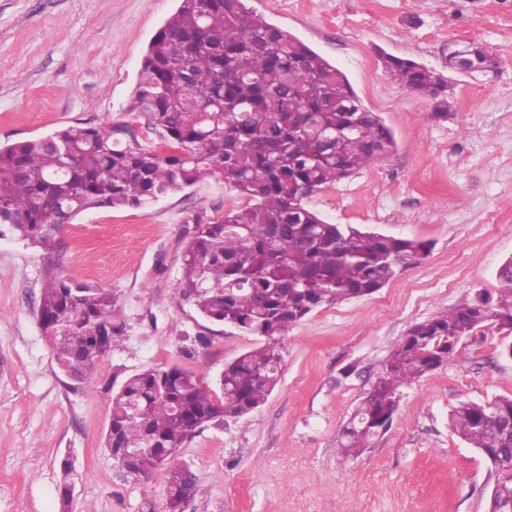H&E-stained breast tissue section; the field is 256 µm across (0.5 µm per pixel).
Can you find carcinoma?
<instances>
[{
	"mask_svg": "<svg viewBox=\"0 0 512 512\" xmlns=\"http://www.w3.org/2000/svg\"><path fill=\"white\" fill-rule=\"evenodd\" d=\"M461 49L473 73L494 64L481 43ZM383 63L402 88L434 102V121L454 116L444 73L394 55ZM127 112L144 120L151 137L109 120L0 148V224L52 250L61 229L84 212L141 208L204 177L224 179L251 201L196 223L181 253L178 292L210 321L265 342L224 365L218 392L173 365L135 373L113 395L104 447L118 463L123 449L152 444L126 467L144 478L164 472L168 512H181L196 493L194 473L179 460L189 430L263 405L282 370L275 340L325 304L379 291L398 263L431 247L331 224L306 206L314 190L386 158L394 135L340 69L244 0H179L147 46ZM39 316L58 366L82 385L93 382L96 363L124 328L112 293L53 268L44 274ZM497 320L512 324V299L480 297L411 325L342 432L344 458L387 430L403 387ZM448 423L471 447L512 460V396L461 401ZM493 485L490 512H502L512 476L496 470Z\"/></svg>",
	"mask_w": 512,
	"mask_h": 512,
	"instance_id": "1",
	"label": "carcinoma"
}]
</instances>
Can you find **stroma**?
Returning a JSON list of instances; mask_svg holds the SVG:
<instances>
[{
    "label": "stroma",
    "instance_id": "1",
    "mask_svg": "<svg viewBox=\"0 0 512 512\" xmlns=\"http://www.w3.org/2000/svg\"><path fill=\"white\" fill-rule=\"evenodd\" d=\"M337 66L391 129L381 162L318 189L327 222L432 243L378 292L316 309L280 341L281 379L245 417L205 427L179 457L197 493L182 512H488L490 461L448 427L459 401L512 395V332L478 328L404 388L390 429L359 457L340 433L391 348L417 322L480 296L512 257V0H246ZM176 0H0V146L84 122L127 120L149 41ZM452 41L484 44L497 68H446ZM446 72L452 120L398 85L380 53ZM204 179L143 208L79 215L51 253L0 224V512H167L164 475L133 479L102 444L130 375L173 364L216 385L259 340L210 322L177 292L196 220L245 207ZM112 291L125 326L92 387L65 376L39 324L43 275ZM206 337L199 345L197 337ZM71 483L72 497L62 487Z\"/></svg>",
    "mask_w": 512,
    "mask_h": 512
}]
</instances>
